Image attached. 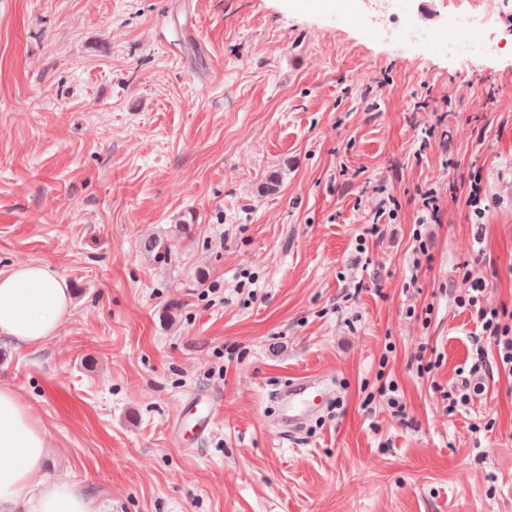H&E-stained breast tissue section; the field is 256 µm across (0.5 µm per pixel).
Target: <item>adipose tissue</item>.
<instances>
[{"instance_id": "1", "label": "adipose tissue", "mask_w": 512, "mask_h": 512, "mask_svg": "<svg viewBox=\"0 0 512 512\" xmlns=\"http://www.w3.org/2000/svg\"><path fill=\"white\" fill-rule=\"evenodd\" d=\"M66 281L45 264L0 271V337L40 349L71 313ZM53 448L15 389L0 382V512H96L81 487L52 477Z\"/></svg>"}]
</instances>
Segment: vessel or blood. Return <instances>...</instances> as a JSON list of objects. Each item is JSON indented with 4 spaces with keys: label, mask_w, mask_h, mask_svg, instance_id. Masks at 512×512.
<instances>
[{
    "label": "vessel or blood",
    "mask_w": 512,
    "mask_h": 512,
    "mask_svg": "<svg viewBox=\"0 0 512 512\" xmlns=\"http://www.w3.org/2000/svg\"><path fill=\"white\" fill-rule=\"evenodd\" d=\"M334 392L325 378L301 375L292 379L276 395L277 427L280 431L295 429L307 419L323 411L333 399ZM184 411L192 416L197 438H205L214 424L213 400L207 395L194 396Z\"/></svg>",
    "instance_id": "1"
}]
</instances>
